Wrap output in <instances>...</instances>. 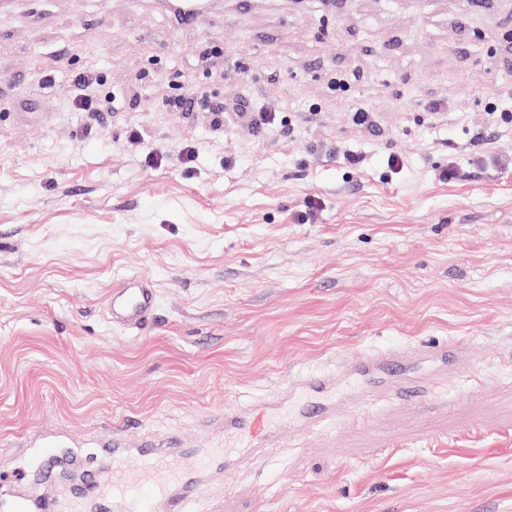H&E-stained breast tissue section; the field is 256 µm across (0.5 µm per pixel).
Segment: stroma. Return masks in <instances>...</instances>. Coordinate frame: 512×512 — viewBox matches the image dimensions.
<instances>
[{"label":"stroma","instance_id":"1","mask_svg":"<svg viewBox=\"0 0 512 512\" xmlns=\"http://www.w3.org/2000/svg\"><path fill=\"white\" fill-rule=\"evenodd\" d=\"M87 69L129 105L70 111ZM493 92L512 95V0H354L342 16L227 0L181 28L162 0H15L0 13L11 479L47 441L100 469L115 431L176 438L189 462L232 446L225 408L343 358L461 340L465 357L411 365L430 399L380 393L304 436L274 423L266 455L206 475L198 512H512V127L492 128ZM188 93L229 110L166 108ZM262 106L283 124L252 128ZM128 274L159 295L134 335L108 314Z\"/></svg>","mask_w":512,"mask_h":512}]
</instances>
